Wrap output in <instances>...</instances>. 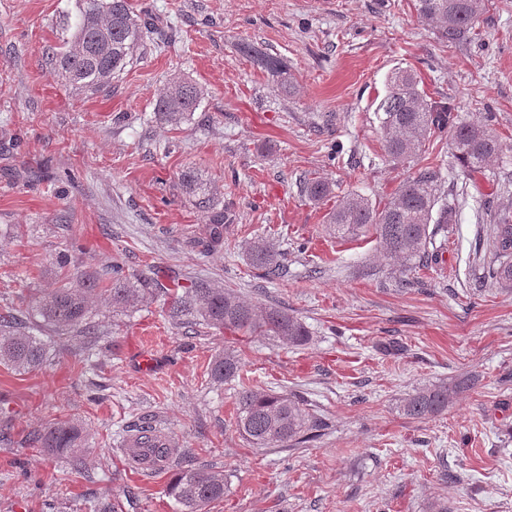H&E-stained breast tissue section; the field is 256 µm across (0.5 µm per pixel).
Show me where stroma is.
Segmentation results:
<instances>
[{
  "instance_id": "obj_1",
  "label": "stroma",
  "mask_w": 512,
  "mask_h": 512,
  "mask_svg": "<svg viewBox=\"0 0 512 512\" xmlns=\"http://www.w3.org/2000/svg\"><path fill=\"white\" fill-rule=\"evenodd\" d=\"M157 32L110 88L68 87L51 62L76 0H0V311L25 307L59 278L56 258L90 273L120 257L134 277L155 265L180 283L206 279L277 306L309 329L287 349L267 337L185 335L162 300L94 314L102 345L46 337L41 369L0 366V512H180L171 469L137 470L122 451L150 416L179 461L223 470L205 512H512V291L484 282L496 217L512 213V0H491L474 38L441 41L413 0H132ZM278 58L294 85L241 51ZM400 68L460 117L491 116L503 154L473 181L449 176L455 213L432 239L435 262L400 272L372 236L337 239L332 202L303 194L329 182L378 203L407 178L384 158L377 105ZM204 96L177 126L155 103L168 79ZM194 174L228 219L182 185ZM259 237L278 240L288 275L256 276ZM235 353L241 378L209 367ZM153 361L142 368V357ZM474 382L441 415L400 410L416 388ZM305 398L327 427L297 448H252L238 433L242 384ZM72 417L87 459L28 447Z\"/></svg>"
}]
</instances>
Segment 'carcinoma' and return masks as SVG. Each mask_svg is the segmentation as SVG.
Here are the masks:
<instances>
[{"mask_svg": "<svg viewBox=\"0 0 512 512\" xmlns=\"http://www.w3.org/2000/svg\"><path fill=\"white\" fill-rule=\"evenodd\" d=\"M489 0H415L419 18L435 26L438 37L448 43L460 42L473 33ZM154 25L153 18L133 10L130 0H77V11L62 38L60 51L51 61L66 83L82 91L99 92L112 84L143 47L144 33ZM266 71L290 85L288 72L269 55L245 49ZM203 90L192 81L174 77L156 101L159 120L177 126L188 119L202 99ZM446 103L428 101L419 81L410 70L392 74L388 93L381 100L377 117L382 132L386 160L410 171L406 181L385 203L373 204L364 196L348 192L337 200L327 224L336 237L356 240L368 233L375 237L378 252L387 260L400 263L406 272L431 258L429 244L434 229L431 223L446 224L451 218L443 198V176L438 165L422 164L423 143L428 132L449 135L450 156L458 174L470 180L485 171L489 162L503 153L504 144L490 124L462 121ZM307 197L318 202L327 198L331 186L312 180L305 187ZM491 246L495 263L488 270L490 279L512 290V221L505 218L494 225ZM284 253L266 238L249 246L252 267L268 279L287 275ZM63 276L58 286L35 296L22 311L0 312V365L28 372L46 361V344L38 333L57 336L96 335L92 322L101 298L112 304V312H126L142 305L156 294L169 296L167 315L178 325L229 330L243 336H267L296 348L307 343L309 331L288 311L275 306H257L243 301L234 292L205 280L185 286L176 281L166 285L159 272L150 267L138 277H127L122 265L108 266L110 275L90 274L73 277L66 271L69 255L57 258ZM239 360L231 353L214 361L211 376L225 381L239 375ZM471 387L462 378L453 383L429 385L407 395L401 404L403 414L424 419L442 414L461 392ZM236 422L243 439L252 448L298 447L314 437L318 424L304 403L292 394L272 393L244 385L235 397ZM134 432L155 439L149 445L162 461L170 465L172 441L143 417ZM86 439L80 423L68 419L53 422L32 432L29 444L51 454L70 455L75 470L82 469L81 449ZM227 479L224 471L208 465H177L166 493L181 506L180 512H204L213 501L224 497Z\"/></svg>", "mask_w": 512, "mask_h": 512, "instance_id": "obj_1", "label": "carcinoma"}]
</instances>
